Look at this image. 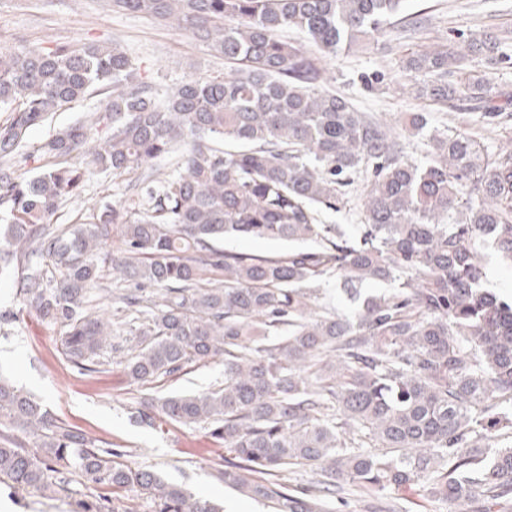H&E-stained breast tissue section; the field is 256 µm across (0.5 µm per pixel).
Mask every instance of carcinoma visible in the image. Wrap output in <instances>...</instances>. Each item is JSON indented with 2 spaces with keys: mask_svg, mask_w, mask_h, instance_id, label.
Instances as JSON below:
<instances>
[{
  "mask_svg": "<svg viewBox=\"0 0 512 512\" xmlns=\"http://www.w3.org/2000/svg\"><path fill=\"white\" fill-rule=\"evenodd\" d=\"M400 2L104 0L188 32L229 66L162 98L115 44L0 48V271L22 264L21 307L62 327V354L90 372L120 330L138 338L124 362L136 383L224 358V385L151 399L136 419L211 424L229 454L224 485L275 512H331L355 492L395 512L388 494L414 483L472 512L512 508V304L483 288L481 265L488 246L512 259V150L490 153L456 127L431 134L415 162L322 86L320 58L381 31ZM290 28L321 56L282 36ZM511 39L472 34L463 54L426 47L402 68L427 106L506 120L512 97L492 71ZM468 56L486 69L466 70ZM94 93L103 108L27 150L33 127ZM428 123L410 112L405 127ZM92 168L122 181L120 197L55 223ZM355 193L359 223L326 221ZM230 237L288 249L230 252ZM339 276L353 314L319 302ZM365 282L390 289L363 297ZM0 420L13 431L0 437V480L18 488L60 492L75 469L159 499V512H219L120 465L4 380ZM300 467L312 486L281 481Z\"/></svg>",
  "mask_w": 512,
  "mask_h": 512,
  "instance_id": "obj_1",
  "label": "carcinoma"
}]
</instances>
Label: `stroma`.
<instances>
[{"label":"stroma","instance_id":"obj_1","mask_svg":"<svg viewBox=\"0 0 512 512\" xmlns=\"http://www.w3.org/2000/svg\"><path fill=\"white\" fill-rule=\"evenodd\" d=\"M512 31V0H404L393 27L369 44L325 59L326 88L352 107L387 121L413 160L423 161L427 134L411 135L404 125L408 112L424 111L402 70L405 54L434 43L463 49L464 34ZM119 44L132 61L146 69L157 91H166L186 76L210 77L225 69L223 59L183 31L135 14L106 11L101 0H0V45L32 49L50 41ZM467 125L489 148L512 138V129L483 119L478 112L443 109L432 112L431 130ZM15 274L0 275V314L18 317L0 323V375L32 394L57 422L85 434L97 447L123 449V464L150 469L168 485L222 507L223 512H269L267 504L225 486L218 471L224 446L208 425L190 427L157 421L147 427L135 421L141 403L174 392H201L224 382V362L215 359L189 365L179 375L149 384L133 382L124 366L103 354L104 371L87 372L61 353V328L23 312L15 297ZM101 488L73 475L69 491L51 496L14 490L0 482V503L7 512H84L102 496Z\"/></svg>","mask_w":512,"mask_h":512}]
</instances>
